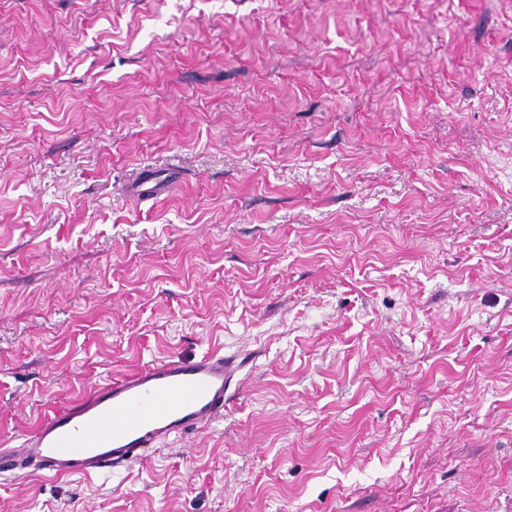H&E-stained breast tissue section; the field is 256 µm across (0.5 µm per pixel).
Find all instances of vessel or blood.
Instances as JSON below:
<instances>
[{
	"mask_svg": "<svg viewBox=\"0 0 512 512\" xmlns=\"http://www.w3.org/2000/svg\"><path fill=\"white\" fill-rule=\"evenodd\" d=\"M237 365L217 353L168 359L50 410L19 446H0V472L98 476L223 414Z\"/></svg>",
	"mask_w": 512,
	"mask_h": 512,
	"instance_id": "obj_1",
	"label": "vessel or blood"
}]
</instances>
